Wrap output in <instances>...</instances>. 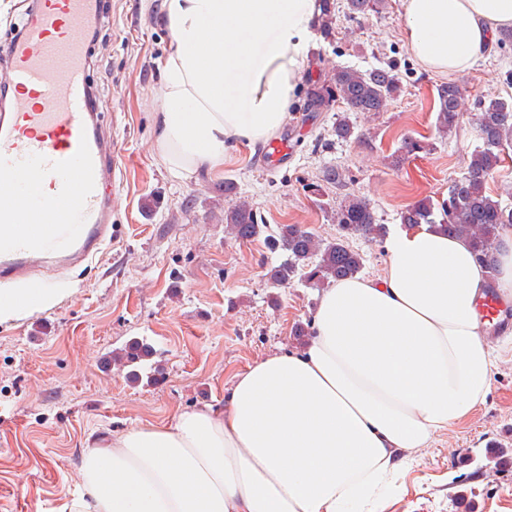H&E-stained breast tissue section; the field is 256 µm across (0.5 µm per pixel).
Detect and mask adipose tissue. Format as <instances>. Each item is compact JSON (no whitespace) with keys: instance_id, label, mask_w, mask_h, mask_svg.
I'll return each instance as SVG.
<instances>
[{"instance_id":"ef3b65f1","label":"adipose tissue","mask_w":512,"mask_h":512,"mask_svg":"<svg viewBox=\"0 0 512 512\" xmlns=\"http://www.w3.org/2000/svg\"><path fill=\"white\" fill-rule=\"evenodd\" d=\"M412 54L449 74L512 28V0H403ZM156 144L174 177L224 170L231 142L285 125L320 0H164ZM381 278L336 282L313 336L234 377L224 405L179 410L86 449L58 512H363L429 444L483 405L494 356L467 240L422 224L386 238Z\"/></svg>"}]
</instances>
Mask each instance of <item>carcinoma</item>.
<instances>
[{
	"label": "carcinoma",
	"mask_w": 512,
	"mask_h": 512,
	"mask_svg": "<svg viewBox=\"0 0 512 512\" xmlns=\"http://www.w3.org/2000/svg\"><path fill=\"white\" fill-rule=\"evenodd\" d=\"M322 4L319 32L329 40L335 35L336 12L341 10L349 18H366L380 13L384 0H344L341 6L335 0H322ZM399 91L400 79L393 64L365 71L338 66L327 82L309 80L303 111L328 112L342 104L351 112H384ZM462 100L458 84L448 82L437 87L436 126L439 131L446 134L456 128ZM475 124L483 148L471 155L465 174L451 183L445 198L436 203L423 198L407 206L400 218L401 223L410 226L438 224L450 234L468 238L477 259L494 272V254L502 232L512 227V209L501 207L488 195L486 183L504 162L505 147L512 145V97L498 96L482 104ZM332 135L343 142L351 139L368 142L346 117L336 121ZM238 195L234 182H224V198L235 200L224 210L225 230L239 241H249L263 235L267 226L259 223L253 206L238 199ZM334 219L341 231L334 242H324L300 224H282L267 236L268 246L286 255L283 262L269 269L268 281L274 286H286L311 263L314 267L304 272V277L318 283L329 284L358 274L362 257L349 247L347 239L380 241L387 234V228L378 223L368 201L352 193L343 196ZM152 356L151 344L135 340L113 353L111 361L126 370L128 380L139 382L144 376L153 378L150 372L142 373Z\"/></svg>",
	"instance_id": "carcinoma-1"
}]
</instances>
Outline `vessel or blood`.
<instances>
[{
	"instance_id": "vessel-or-blood-1",
	"label": "vessel or blood",
	"mask_w": 512,
	"mask_h": 512,
	"mask_svg": "<svg viewBox=\"0 0 512 512\" xmlns=\"http://www.w3.org/2000/svg\"><path fill=\"white\" fill-rule=\"evenodd\" d=\"M104 0H39L0 62V280L29 283L0 302L35 308V271L92 260L112 239L121 155L95 123L87 33Z\"/></svg>"
}]
</instances>
